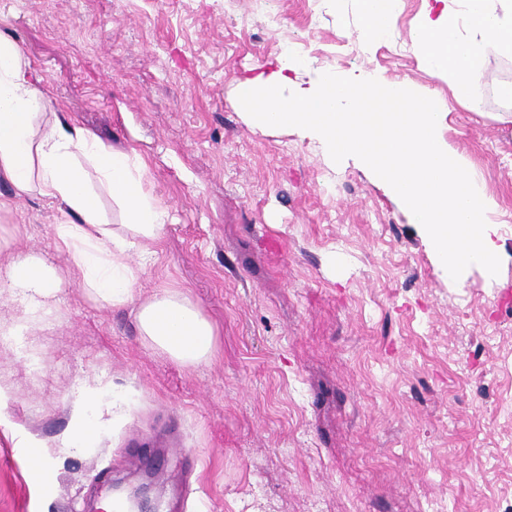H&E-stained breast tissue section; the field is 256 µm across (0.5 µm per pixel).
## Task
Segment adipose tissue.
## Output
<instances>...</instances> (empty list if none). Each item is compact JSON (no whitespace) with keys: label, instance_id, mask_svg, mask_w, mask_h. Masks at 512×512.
Returning a JSON list of instances; mask_svg holds the SVG:
<instances>
[{"label":"adipose tissue","instance_id":"adipose-tissue-1","mask_svg":"<svg viewBox=\"0 0 512 512\" xmlns=\"http://www.w3.org/2000/svg\"><path fill=\"white\" fill-rule=\"evenodd\" d=\"M458 18L450 0H424L415 39L421 63L447 73L458 99H469L483 72L488 48L512 53V0H466ZM466 21L469 36L459 33ZM135 158L105 150L82 128L70 125L53 107L43 78L11 39L0 35V176L17 194L63 204L72 222L54 227L72 255L83 288L108 304L135 303L141 336L185 367L209 361L214 329L189 297L164 290L136 299L135 275L126 258L140 251L150 258L167 217L166 208L146 190ZM119 207L124 224L107 221L100 191ZM58 270L39 255L13 259L0 275V288L21 295L27 307L16 329H26L60 290Z\"/></svg>","mask_w":512,"mask_h":512}]
</instances>
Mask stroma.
<instances>
[{
  "label": "stroma",
  "mask_w": 512,
  "mask_h": 512,
  "mask_svg": "<svg viewBox=\"0 0 512 512\" xmlns=\"http://www.w3.org/2000/svg\"><path fill=\"white\" fill-rule=\"evenodd\" d=\"M422 6L396 0L368 45L361 0H0L64 119L139 156L167 209L147 267L127 258L136 294L188 291L216 333L193 368L151 347L134 305L82 288L58 203L0 178V264L32 252L64 278L28 334L40 372L0 335V512H97L144 482L150 512H512V54L488 49L457 101L419 62ZM288 46L302 81L374 70L446 103L443 138L497 203V276L449 279L371 169L253 125L236 88Z\"/></svg>",
  "instance_id": "obj_1"
}]
</instances>
